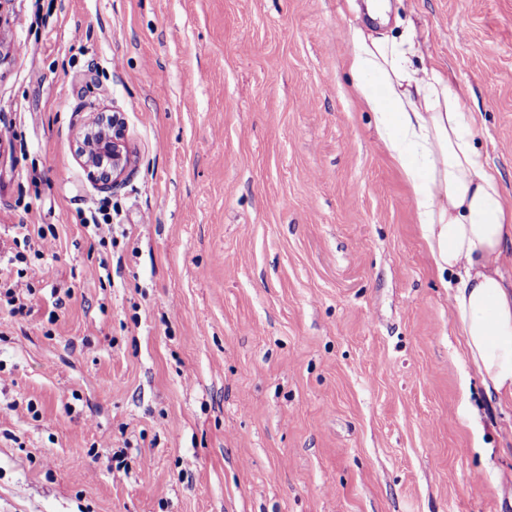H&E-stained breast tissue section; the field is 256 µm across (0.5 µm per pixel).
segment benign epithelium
I'll list each match as a JSON object with an SVG mask.
<instances>
[{
    "label": "benign epithelium",
    "instance_id": "obj_1",
    "mask_svg": "<svg viewBox=\"0 0 512 512\" xmlns=\"http://www.w3.org/2000/svg\"><path fill=\"white\" fill-rule=\"evenodd\" d=\"M76 152L88 177L100 189L117 187L128 167L124 125L119 116L114 112L95 113L79 134Z\"/></svg>",
    "mask_w": 512,
    "mask_h": 512
}]
</instances>
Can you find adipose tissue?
<instances>
[{"mask_svg":"<svg viewBox=\"0 0 512 512\" xmlns=\"http://www.w3.org/2000/svg\"><path fill=\"white\" fill-rule=\"evenodd\" d=\"M353 92L408 184L420 234L439 274L450 275L452 313L487 393L512 399V205L489 171L472 125L447 82L410 56L413 31L375 36L349 27Z\"/></svg>","mask_w":512,"mask_h":512,"instance_id":"obj_1","label":"adipose tissue"}]
</instances>
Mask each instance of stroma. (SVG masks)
Returning a JSON list of instances; mask_svg holds the SVG:
<instances>
[{
	"label": "stroma",
	"instance_id": "1",
	"mask_svg": "<svg viewBox=\"0 0 512 512\" xmlns=\"http://www.w3.org/2000/svg\"><path fill=\"white\" fill-rule=\"evenodd\" d=\"M8 0L0 512H512L488 399L344 31L415 27L512 202V0ZM126 126L103 192L76 138ZM110 203L112 239L82 222ZM27 224H16L15 234L12 238L14 247H12L11 255H8L6 268L10 267L9 273L15 268V276L3 277L2 275V259L0 264V310H2V301L9 308V313L13 316L29 313L27 304L24 302L26 293L31 294L32 285L27 279L28 264L26 252L31 249V231ZM23 244V249L21 248ZM28 248V249H27ZM26 311V312H25Z\"/></svg>",
	"mask_w": 512,
	"mask_h": 512
}]
</instances>
